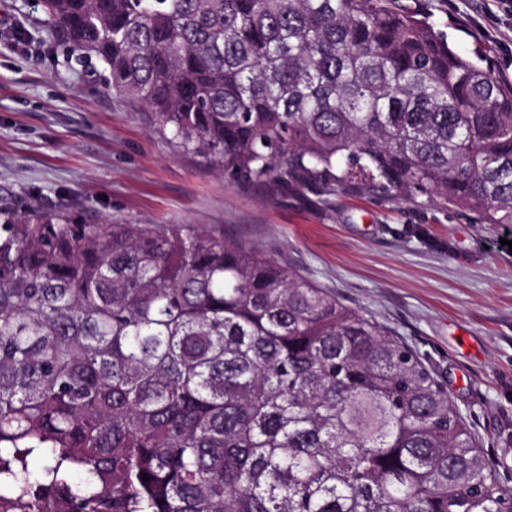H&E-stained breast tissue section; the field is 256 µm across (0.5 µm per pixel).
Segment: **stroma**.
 Segmentation results:
<instances>
[{
	"instance_id": "stroma-1",
	"label": "stroma",
	"mask_w": 512,
	"mask_h": 512,
	"mask_svg": "<svg viewBox=\"0 0 512 512\" xmlns=\"http://www.w3.org/2000/svg\"><path fill=\"white\" fill-rule=\"evenodd\" d=\"M512 85L499 0H397ZM90 222L191 224L260 248L406 342L512 487L510 224L364 190L331 201L230 183L180 153L146 112L67 63L39 0H0V208Z\"/></svg>"
}]
</instances>
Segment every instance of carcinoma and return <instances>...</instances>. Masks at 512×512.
<instances>
[{
    "label": "carcinoma",
    "instance_id": "carcinoma-1",
    "mask_svg": "<svg viewBox=\"0 0 512 512\" xmlns=\"http://www.w3.org/2000/svg\"><path fill=\"white\" fill-rule=\"evenodd\" d=\"M43 8L67 54L229 181L426 197L512 225V87L428 17L390 0ZM2 498L512 512L414 351L314 281L220 234L36 209H0Z\"/></svg>",
    "mask_w": 512,
    "mask_h": 512
}]
</instances>
